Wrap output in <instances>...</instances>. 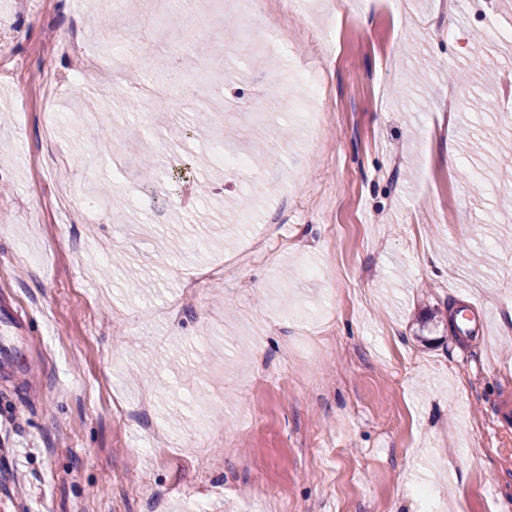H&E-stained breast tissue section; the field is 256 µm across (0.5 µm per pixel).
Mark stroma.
<instances>
[{
	"label": "stroma",
	"instance_id": "stroma-1",
	"mask_svg": "<svg viewBox=\"0 0 512 512\" xmlns=\"http://www.w3.org/2000/svg\"><path fill=\"white\" fill-rule=\"evenodd\" d=\"M224 2L185 12L177 39L137 32L134 77L178 40L200 74L196 100L146 125L102 103L99 44L71 62L46 50L99 22V0H0L30 59L0 56V318L28 351L0 374V512H512V9L300 0L284 22ZM283 23L334 46L278 43ZM242 35L259 47L234 64L224 45ZM91 108L109 143L143 127L154 193L127 147L91 149ZM241 110L251 133L225 131L224 151L279 154L245 181L204 119ZM49 121L59 172L40 164ZM104 185L128 223L100 217ZM487 417L490 441L469 430Z\"/></svg>",
	"mask_w": 512,
	"mask_h": 512
}]
</instances>
